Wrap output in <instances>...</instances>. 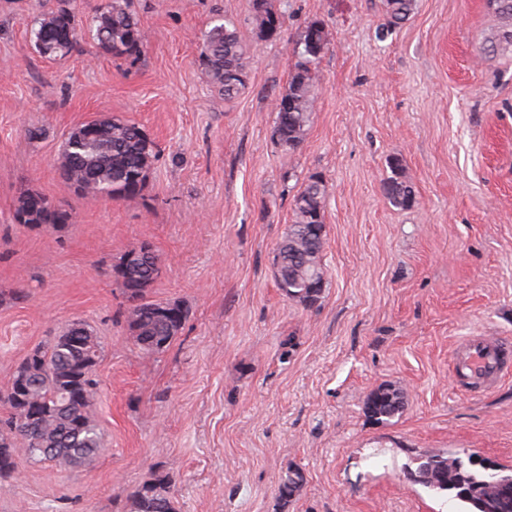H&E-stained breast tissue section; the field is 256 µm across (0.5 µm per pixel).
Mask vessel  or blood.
<instances>
[{
	"label": "vessel or blood",
	"instance_id": "vessel-or-blood-1",
	"mask_svg": "<svg viewBox=\"0 0 512 512\" xmlns=\"http://www.w3.org/2000/svg\"><path fill=\"white\" fill-rule=\"evenodd\" d=\"M511 354L510 344L473 336L454 352V373L471 388L480 390L506 374L507 357Z\"/></svg>",
	"mask_w": 512,
	"mask_h": 512
}]
</instances>
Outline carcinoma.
Segmentation results:
<instances>
[{
    "label": "carcinoma",
    "mask_w": 512,
    "mask_h": 512,
    "mask_svg": "<svg viewBox=\"0 0 512 512\" xmlns=\"http://www.w3.org/2000/svg\"><path fill=\"white\" fill-rule=\"evenodd\" d=\"M488 14L496 22L497 34L485 48L487 53L512 51V0H485ZM414 0H385L390 22L409 18ZM249 21L260 37L273 39L283 28V15L272 0H249ZM34 42L45 57L65 56L77 45L74 17L48 12L35 22ZM93 38L97 47L115 58L140 52L138 21L127 0H107L95 19ZM333 42L331 30L313 19L301 30L293 54L288 88L271 100L275 114L273 136L286 152L303 144L316 107L317 69ZM199 60L212 85L224 99L236 97L246 86L245 46L236 26L214 25L204 35ZM157 160L154 143L135 123L120 116L97 120L91 136L75 145L67 140L57 158L60 177L81 186L79 195L108 200L129 198L144 189ZM392 175L384 182L386 197L401 209L415 203L412 186L400 163L391 164ZM326 181L312 175L292 199V222L278 243L275 261L277 285L285 295L304 306L315 305L325 287L322 251L325 238ZM26 217V226L63 227L71 212L45 195L28 189L20 194L14 217ZM127 250L114 266L115 280L128 302L127 321L136 345L146 352L168 347L181 326H170L160 316L161 303L148 299L159 276L158 256L125 272ZM99 345L90 331L75 336L72 328L33 349L17 366L10 384L0 390V478L15 472L17 458L26 455L39 462H64L78 466L102 450L97 423L91 415L96 395ZM399 392L380 386L367 398L364 409L376 421H387L400 413ZM409 479L430 490L446 492L459 501L465 512H512V474L493 468L478 455L467 458L451 454L422 455ZM304 474L288 471L278 486V500H292L304 484ZM134 512H176L168 482L155 478L134 493Z\"/></svg>",
    "instance_id": "1"
}]
</instances>
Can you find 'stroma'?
I'll return each mask as SVG.
<instances>
[{"label": "stroma", "instance_id": "stroma-1", "mask_svg": "<svg viewBox=\"0 0 512 512\" xmlns=\"http://www.w3.org/2000/svg\"><path fill=\"white\" fill-rule=\"evenodd\" d=\"M104 2L0 0V388L33 348L86 324L102 442L77 468L19 457L0 512H131L159 476L178 512H460L407 470L421 452L512 469V377L473 393L450 365L467 337L512 342V54H483L485 0H415L383 40L384 0H273L286 23L272 42L252 29L248 0H131L142 46L127 58L93 41ZM59 9L74 12L79 42L49 59L32 29ZM315 18L334 40L288 154L270 101ZM220 19L248 55L229 101L199 64ZM104 114L158 147L136 197L84 198L58 174L68 133ZM394 160L415 191L408 209L383 192ZM312 174L328 185L326 284L307 307L278 288L273 257ZM26 189L66 205L72 223H14ZM142 242L160 258L150 299L187 313L154 353L135 344L113 273ZM382 385L404 407L378 423L364 402ZM296 467L304 486L280 503Z\"/></svg>", "mask_w": 512, "mask_h": 512}]
</instances>
